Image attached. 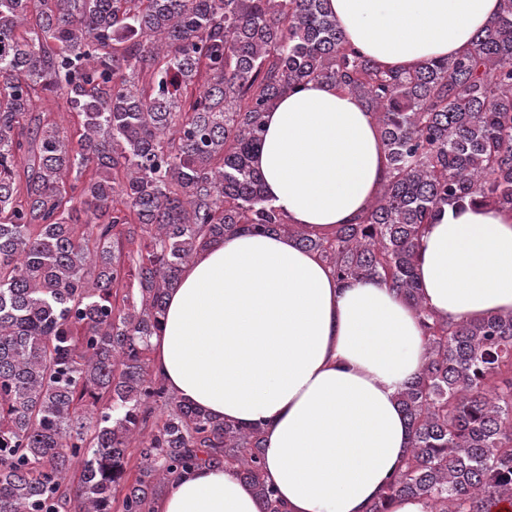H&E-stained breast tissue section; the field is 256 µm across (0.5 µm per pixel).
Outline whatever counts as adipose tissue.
<instances>
[{"instance_id":"obj_1","label":"adipose tissue","mask_w":512,"mask_h":512,"mask_svg":"<svg viewBox=\"0 0 512 512\" xmlns=\"http://www.w3.org/2000/svg\"><path fill=\"white\" fill-rule=\"evenodd\" d=\"M500 0H329L349 43L408 70L455 56ZM254 164L290 222L326 237L353 223L388 174L372 112L311 82L265 116ZM427 309L456 322L512 312V211L447 208L422 238ZM158 375L181 400L264 431L265 479L286 512H367L408 446L397 396L425 356L421 324L385 285L339 284L285 235L240 233L184 267L151 339ZM155 512H260L233 469L172 479Z\"/></svg>"}]
</instances>
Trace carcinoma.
<instances>
[{"instance_id": "cac0c4a2", "label": "carcinoma", "mask_w": 512, "mask_h": 512, "mask_svg": "<svg viewBox=\"0 0 512 512\" xmlns=\"http://www.w3.org/2000/svg\"><path fill=\"white\" fill-rule=\"evenodd\" d=\"M311 81L365 103L388 165L368 209L323 238L253 165L266 112ZM475 201L512 210V0L460 55L404 72L352 47L328 0H0V512H153L171 479L212 465L285 512L262 428L215 420L152 367L183 268L245 230L396 290L420 319L425 359L397 397L409 444L367 512H497L512 313L433 316L415 271L427 225Z\"/></svg>"}]
</instances>
